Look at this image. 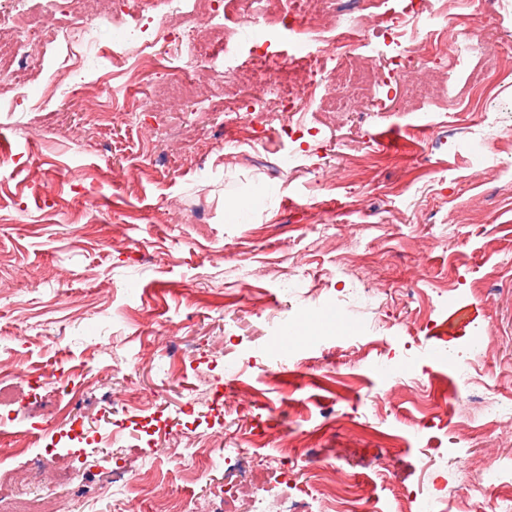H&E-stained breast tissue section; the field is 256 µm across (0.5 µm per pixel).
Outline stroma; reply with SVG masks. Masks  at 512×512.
<instances>
[{
	"label": "stroma",
	"mask_w": 512,
	"mask_h": 512,
	"mask_svg": "<svg viewBox=\"0 0 512 512\" xmlns=\"http://www.w3.org/2000/svg\"><path fill=\"white\" fill-rule=\"evenodd\" d=\"M42 20L43 48L26 62L27 99L0 108V371L13 373L0 414L25 435L0 434V467L34 455L51 471L21 485L53 512H113L107 481L120 456L106 401L123 395L148 409L179 411L184 384L218 396L198 409L201 429L220 425L202 466L241 448L260 467L282 449L310 457L301 478L324 484L349 475V512H395V493L429 499L441 469L447 494L432 512H470L471 500L511 496L476 487L468 469L479 449L503 448L493 412L512 406V59L474 93L468 68L421 50L456 108L429 127L403 97L393 47L363 43L336 71L375 64L378 107L308 114L269 112L275 144L297 155L277 176L272 155L245 161L224 147L228 104L214 72L195 69V101L162 107L167 65L123 75L134 54L113 53L116 24H151L114 0L116 24H101L82 90L54 97L63 80L54 0H0ZM150 108L138 111L139 97ZM397 141L386 149L385 140ZM249 201L244 221L225 207ZM374 295L377 312L353 313L355 334L321 327L320 343L279 356L283 323L304 311L351 308ZM492 331L487 354L467 375L430 360ZM173 337L172 357L154 339ZM70 373L75 397L33 398L26 372ZM235 381L247 405L223 401ZM399 383L401 394L385 392ZM182 440L159 427L141 450L157 472L135 492L143 512H178L186 500L210 512L209 486L179 466Z\"/></svg>",
	"instance_id": "stroma-1"
}]
</instances>
